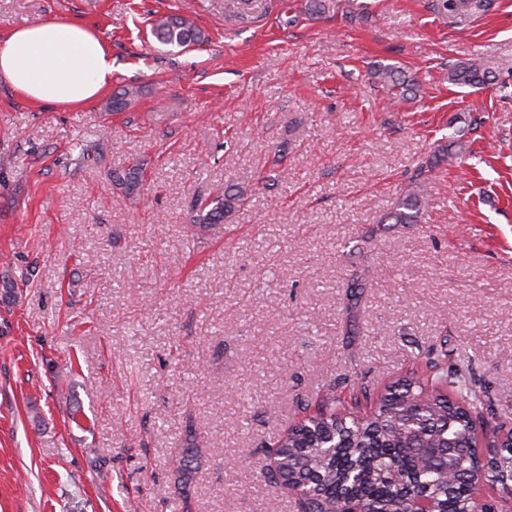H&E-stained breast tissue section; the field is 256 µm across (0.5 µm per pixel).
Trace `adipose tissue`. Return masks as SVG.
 Segmentation results:
<instances>
[{"mask_svg":"<svg viewBox=\"0 0 512 512\" xmlns=\"http://www.w3.org/2000/svg\"><path fill=\"white\" fill-rule=\"evenodd\" d=\"M0 80L37 103L89 104L112 83V54L93 31L64 19L18 26L0 39Z\"/></svg>","mask_w":512,"mask_h":512,"instance_id":"ef3b65f1","label":"adipose tissue"}]
</instances>
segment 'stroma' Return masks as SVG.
<instances>
[{
    "instance_id": "35a3bbf8",
    "label": "stroma",
    "mask_w": 512,
    "mask_h": 512,
    "mask_svg": "<svg viewBox=\"0 0 512 512\" xmlns=\"http://www.w3.org/2000/svg\"><path fill=\"white\" fill-rule=\"evenodd\" d=\"M305 4L0 0V37L65 19L113 65L77 108L0 81V277L18 283L0 301V512H298L267 447L322 398L427 380L441 347L512 428V0L462 22L438 0ZM162 14L204 43L159 44ZM474 58L490 82L449 83ZM380 62L417 96L393 98ZM127 86L136 102L107 111ZM135 162L128 195L110 174ZM229 183L247 190L231 220L194 223ZM410 188L420 223H382ZM373 75L382 82L383 86L391 91L397 90L396 96L404 98L409 93H414L419 87V83L415 78L406 74L392 64H378L374 68Z\"/></svg>"
}]
</instances>
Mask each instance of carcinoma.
<instances>
[{
  "label": "carcinoma",
  "instance_id": "1",
  "mask_svg": "<svg viewBox=\"0 0 512 512\" xmlns=\"http://www.w3.org/2000/svg\"><path fill=\"white\" fill-rule=\"evenodd\" d=\"M492 0H441L452 17L480 16ZM162 45L188 47L204 41L202 31L184 16L159 18L152 29ZM373 75L383 86L404 97L419 83L392 64H378ZM448 80L459 86H480L488 72L476 59L454 64ZM136 90L124 88L112 97L108 110L125 109ZM142 169L135 165L113 173L112 181L134 190L142 182ZM245 191L236 184L194 205V223L218 228L240 207ZM426 207L425 197L414 189L400 194L386 213L390 224H417ZM435 373L432 387L404 381L390 386L377 397L372 412L360 417L332 396L304 425L291 429L269 449L273 458L270 479L287 489L299 487L301 512L340 510L355 497L366 512H494L486 501L477 504L464 475L472 466L470 444L475 441L480 416L468 408L482 400L470 381L448 369V353L440 351L431 361ZM459 448L446 464L435 461L433 449L445 444ZM194 449L183 448L175 456L173 469L179 481L187 483L192 472ZM487 487L496 490L501 476L512 470V446L495 449L490 458Z\"/></svg>",
  "mask_w": 512,
  "mask_h": 512
}]
</instances>
